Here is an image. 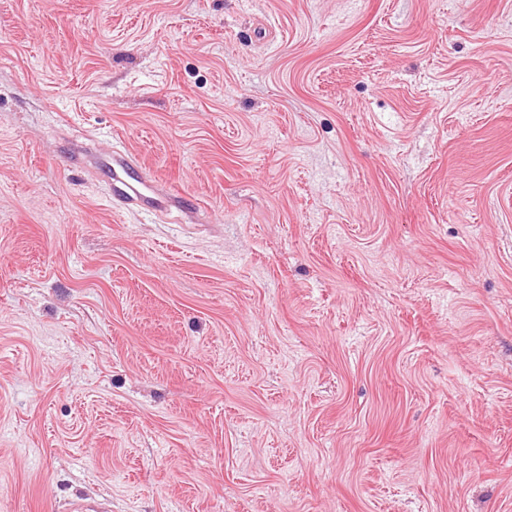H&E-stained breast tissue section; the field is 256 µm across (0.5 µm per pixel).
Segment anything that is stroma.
I'll return each mask as SVG.
<instances>
[{
	"instance_id": "stroma-1",
	"label": "stroma",
	"mask_w": 512,
	"mask_h": 512,
	"mask_svg": "<svg viewBox=\"0 0 512 512\" xmlns=\"http://www.w3.org/2000/svg\"><path fill=\"white\" fill-rule=\"evenodd\" d=\"M78 497L512 512V0H0V512ZM99 163L101 173L109 180L112 186V198L114 199L159 212H165L174 206L190 207V204L181 199L177 194L168 193L160 195L154 193L144 176L141 162L136 157L128 154H113ZM118 172H122L134 182L121 178ZM140 185L148 189L149 194H143Z\"/></svg>"
}]
</instances>
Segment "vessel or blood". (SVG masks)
<instances>
[{"label":"vessel or blood","mask_w":512,"mask_h":512,"mask_svg":"<svg viewBox=\"0 0 512 512\" xmlns=\"http://www.w3.org/2000/svg\"><path fill=\"white\" fill-rule=\"evenodd\" d=\"M102 174L112 186V196L121 202L150 208L159 212L181 205V198L174 193L160 195L143 193L147 180L140 161L127 154H115L100 162Z\"/></svg>","instance_id":"1"}]
</instances>
